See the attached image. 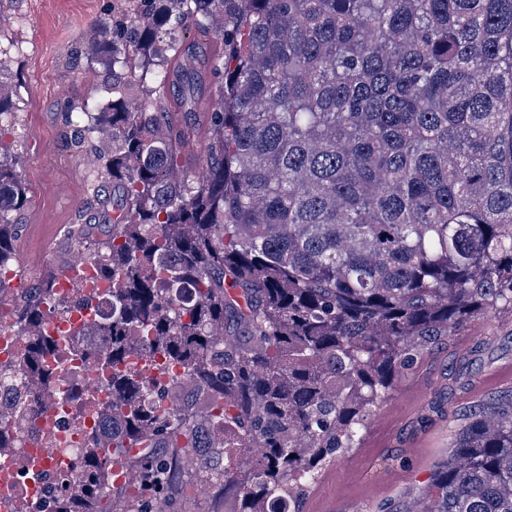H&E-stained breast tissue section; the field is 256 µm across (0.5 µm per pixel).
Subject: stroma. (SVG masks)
<instances>
[{"label": "stroma", "instance_id": "35a3bbf8", "mask_svg": "<svg viewBox=\"0 0 512 512\" xmlns=\"http://www.w3.org/2000/svg\"><path fill=\"white\" fill-rule=\"evenodd\" d=\"M119 0H0V43L22 49L0 82L18 106L15 148L28 188L15 242L26 285L58 276L59 262L74 256L64 239L77 221L99 223L106 196H94L89 180L98 165L93 149L69 148L63 112L87 92L80 46L96 22ZM512 312L500 310L461 329L447 344L427 351L380 402L360 448L330 462L333 483L316 481L300 506L336 512H419L435 461L445 459L456 434L476 411L512 398Z\"/></svg>", "mask_w": 512, "mask_h": 512}]
</instances>
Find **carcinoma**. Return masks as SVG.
<instances>
[{
  "instance_id": "carcinoma-1",
  "label": "carcinoma",
  "mask_w": 512,
  "mask_h": 512,
  "mask_svg": "<svg viewBox=\"0 0 512 512\" xmlns=\"http://www.w3.org/2000/svg\"><path fill=\"white\" fill-rule=\"evenodd\" d=\"M84 53L87 117L76 147L111 130L94 181L119 215L95 253L112 277L108 337L112 453L142 459L143 494L171 486L180 452L224 457L210 501L278 512L327 460L361 442L377 404L424 349L512 310V0H133ZM224 39L212 65L220 104L207 136L161 106L198 60L177 27ZM148 86L133 108L127 90ZM16 114L0 90V263L27 189L3 137ZM196 147L197 179L182 149ZM15 316L43 322V294ZM139 329L183 368L190 391L119 369ZM53 347L35 336L28 365ZM166 396V420L150 404ZM102 447L56 512H99ZM262 449L252 471L231 453ZM429 512H512V401L476 415L433 466Z\"/></svg>"
}]
</instances>
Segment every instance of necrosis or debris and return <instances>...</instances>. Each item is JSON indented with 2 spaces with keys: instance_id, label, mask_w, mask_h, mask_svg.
I'll return each instance as SVG.
<instances>
[{
  "instance_id": "necrosis-or-debris-1",
  "label": "necrosis or debris",
  "mask_w": 512,
  "mask_h": 512,
  "mask_svg": "<svg viewBox=\"0 0 512 512\" xmlns=\"http://www.w3.org/2000/svg\"><path fill=\"white\" fill-rule=\"evenodd\" d=\"M111 295V278L84 254L79 266L58 277L45 296L43 333L56 348L23 375L37 402L9 409L11 393L0 386V436L11 439L0 448V512H53L56 498L83 480L85 463L74 450L89 434L105 432L99 406L109 401L111 391L109 370L90 356L105 346V339L82 336L79 330L107 313ZM30 347L26 328L0 307V370L22 368ZM47 375L56 380L50 390L40 383Z\"/></svg>"
}]
</instances>
